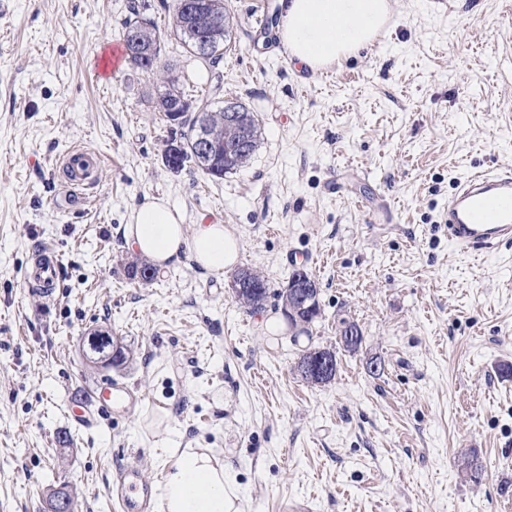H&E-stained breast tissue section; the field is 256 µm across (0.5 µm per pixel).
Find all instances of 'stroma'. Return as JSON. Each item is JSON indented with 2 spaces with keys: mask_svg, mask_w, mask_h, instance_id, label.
<instances>
[{
  "mask_svg": "<svg viewBox=\"0 0 512 512\" xmlns=\"http://www.w3.org/2000/svg\"><path fill=\"white\" fill-rule=\"evenodd\" d=\"M161 64L218 83L257 116L259 146L217 179L164 153L180 129L159 83L97 58L120 42L127 0H9L0 14V512H49L68 486L77 512H120V465L160 482L169 440L224 464L241 512H512V244L460 253L448 198L467 171L512 169V24L505 0H391L393 17L332 74L276 48L255 17L281 0H224L236 40L217 70L183 52L149 0ZM98 153L99 184L67 189L69 148ZM185 223L238 236L240 267L268 280L262 310L235 298L232 272L189 255L142 285L124 227L145 197ZM60 260L53 292L23 286L33 252ZM304 254L321 316L289 325L280 292ZM356 322L357 352L340 319ZM133 351L94 366L85 336ZM335 350L336 377L311 385L309 345ZM378 371H370L369 360ZM137 386L131 416L76 425L73 404L104 382ZM477 449L473 481L459 455Z\"/></svg>",
  "mask_w": 512,
  "mask_h": 512,
  "instance_id": "stroma-1",
  "label": "stroma"
}]
</instances>
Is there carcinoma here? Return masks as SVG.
<instances>
[{
	"label": "carcinoma",
	"instance_id": "1",
	"mask_svg": "<svg viewBox=\"0 0 512 512\" xmlns=\"http://www.w3.org/2000/svg\"><path fill=\"white\" fill-rule=\"evenodd\" d=\"M161 7L172 15L174 33L179 38L181 48L214 68L224 58V47L234 39V24L224 5L217 0H160ZM157 28L151 20L136 16L124 24L123 43L128 59L139 69L153 73L157 69L160 55V41L156 39ZM161 112L165 120L182 129V142L177 145V155L165 152V162L172 170L181 169L192 162L207 174L222 178L228 170L224 166L226 148L233 150L237 157L236 167L245 166L256 152L260 141L259 121L252 112L229 114L224 107L211 108L207 97L199 99L197 110H192V98L187 90L179 87L178 80L166 78L163 92L160 93ZM206 137L212 142L209 155L202 156L199 150L200 139ZM128 275L145 284L155 279L156 272L144 261H131L127 267ZM249 284L237 295L239 301L253 311L263 309L267 298V283L260 272L244 269ZM312 279V273L304 268H296L288 278L286 287L280 292L282 307L288 321L296 325H305L307 336H312L310 326L319 317V313L310 314L295 308L292 304V285L303 286ZM106 345L113 349L112 366L121 367L128 362L129 356L124 344L117 338H110ZM462 469L475 481L482 472L483 465L478 452L471 449L461 459Z\"/></svg>",
	"mask_w": 512,
	"mask_h": 512
}]
</instances>
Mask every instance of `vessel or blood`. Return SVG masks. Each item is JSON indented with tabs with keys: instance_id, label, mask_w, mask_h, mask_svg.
Here are the masks:
<instances>
[{
	"instance_id": "b4317fda",
	"label": "vessel or blood",
	"mask_w": 512,
	"mask_h": 512,
	"mask_svg": "<svg viewBox=\"0 0 512 512\" xmlns=\"http://www.w3.org/2000/svg\"><path fill=\"white\" fill-rule=\"evenodd\" d=\"M71 185L92 183L98 160L92 153L75 149L64 157ZM448 238L462 250H488L512 242V170L479 173L460 179L448 199ZM58 259L39 261L26 267L23 284L28 288L55 287L59 279ZM143 394L136 386L112 382L106 397H91L74 411L77 424L88 426L98 417L134 410ZM109 489L116 495L122 512H149L154 503V485L141 470L127 466L117 472Z\"/></svg>"
}]
</instances>
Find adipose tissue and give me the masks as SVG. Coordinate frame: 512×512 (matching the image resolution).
<instances>
[{
    "label": "adipose tissue",
    "instance_id": "1",
    "mask_svg": "<svg viewBox=\"0 0 512 512\" xmlns=\"http://www.w3.org/2000/svg\"><path fill=\"white\" fill-rule=\"evenodd\" d=\"M280 37L293 60L312 69L359 57L387 24L389 0H283ZM124 236L129 246L169 266L190 254L204 271L233 269L239 238L221 224L187 227L168 200L149 198L133 208ZM160 497L162 512H239L224 466L198 448L173 446Z\"/></svg>",
    "mask_w": 512,
    "mask_h": 512
}]
</instances>
